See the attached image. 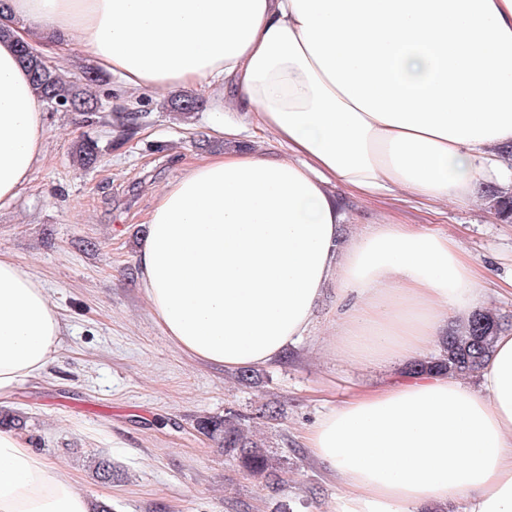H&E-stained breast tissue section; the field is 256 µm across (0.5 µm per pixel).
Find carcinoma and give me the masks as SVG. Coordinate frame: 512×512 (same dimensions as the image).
Listing matches in <instances>:
<instances>
[{"label":"carcinoma","mask_w":512,"mask_h":512,"mask_svg":"<svg viewBox=\"0 0 512 512\" xmlns=\"http://www.w3.org/2000/svg\"><path fill=\"white\" fill-rule=\"evenodd\" d=\"M22 65L29 72L35 94L44 102L61 103L86 118L99 111V100L94 88L103 82L100 74L88 69L82 79L66 82L55 71L42 66L39 58L18 50ZM203 105L195 93H181L171 100V107L185 117H190ZM100 153L97 141L84 138L76 147L79 165L95 163ZM486 199L494 214L504 221H512V193L491 187ZM501 328L498 316L491 311L479 310L467 321L442 337L438 355L420 359L407 365L405 374L412 378L430 374H455L473 377L488 361L494 351L496 336ZM248 419L232 409L222 416L205 417L197 422L198 430L224 449V456L254 476L270 478L275 475L262 444L249 435ZM92 467L96 477L108 483L114 478L112 462L101 455H93Z\"/></svg>","instance_id":"obj_1"}]
</instances>
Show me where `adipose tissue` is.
Instances as JSON below:
<instances>
[{
  "label": "adipose tissue",
  "mask_w": 512,
  "mask_h": 512,
  "mask_svg": "<svg viewBox=\"0 0 512 512\" xmlns=\"http://www.w3.org/2000/svg\"><path fill=\"white\" fill-rule=\"evenodd\" d=\"M0 206L46 135L16 45H74L124 92L193 88L287 148L194 162L155 196L136 254L164 333L228 368L302 341L327 298L334 354L381 366L429 352L481 299L482 274L447 235L386 217L341 242L336 189L479 204L508 173L512 0H4ZM65 325L48 288L0 255V405L40 379ZM477 384L430 375L363 387L304 435L339 484L331 512H512V330ZM0 512H92L46 455L0 432Z\"/></svg>",
  "instance_id": "obj_1"
}]
</instances>
